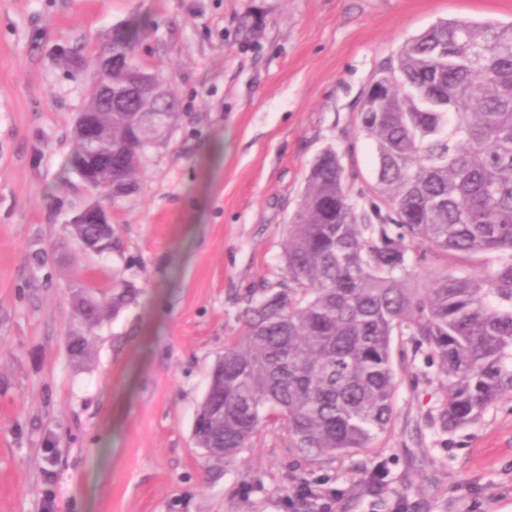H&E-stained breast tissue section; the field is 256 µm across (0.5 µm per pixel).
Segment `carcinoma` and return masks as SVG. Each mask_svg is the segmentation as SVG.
<instances>
[{
    "instance_id": "obj_1",
    "label": "carcinoma",
    "mask_w": 512,
    "mask_h": 512,
    "mask_svg": "<svg viewBox=\"0 0 512 512\" xmlns=\"http://www.w3.org/2000/svg\"><path fill=\"white\" fill-rule=\"evenodd\" d=\"M112 195L126 192L144 148L135 115L175 117L168 90L135 100L141 28L113 27ZM359 130L376 154V198L351 200L336 149L312 163L288 228L283 279L246 298L241 336L224 350L205 406L202 455L234 461L271 422L288 447L314 458L373 448L393 418L399 380L391 336L437 367L444 385L435 423L445 433L512 397V23L440 21L405 41L363 96ZM103 230L73 231L92 249ZM502 253L478 276L446 272L416 284L430 257ZM125 291L87 304L83 325L101 322Z\"/></svg>"
}]
</instances>
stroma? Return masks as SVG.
<instances>
[{
	"instance_id": "35a3bbf8",
	"label": "stroma",
	"mask_w": 512,
	"mask_h": 512,
	"mask_svg": "<svg viewBox=\"0 0 512 512\" xmlns=\"http://www.w3.org/2000/svg\"><path fill=\"white\" fill-rule=\"evenodd\" d=\"M453 18L508 23L512 0H0V512H307L291 494L304 481L334 491L331 512H512V398L440 433L443 388L400 335L374 450L305 460L271 423L218 468L192 435L245 297L281 278L310 165L336 148L367 201L363 93L406 39ZM128 21L178 110L137 188L105 199L114 245L96 253L69 233L95 198L70 165L74 124L87 59ZM78 284L135 297L88 328Z\"/></svg>"
}]
</instances>
